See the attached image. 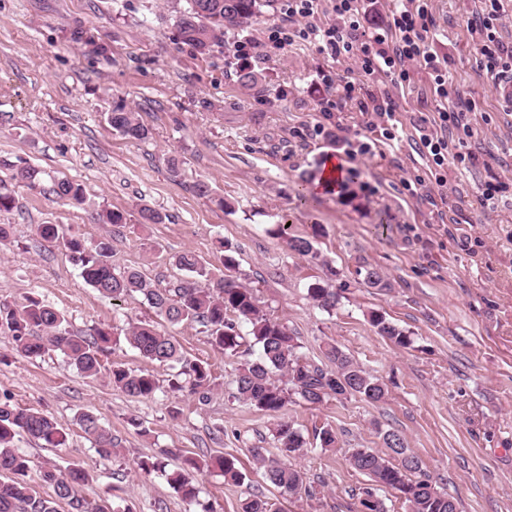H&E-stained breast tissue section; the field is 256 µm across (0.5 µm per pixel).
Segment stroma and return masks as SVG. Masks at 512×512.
I'll list each match as a JSON object with an SVG mask.
<instances>
[{"instance_id": "obj_1", "label": "stroma", "mask_w": 512, "mask_h": 512, "mask_svg": "<svg viewBox=\"0 0 512 512\" xmlns=\"http://www.w3.org/2000/svg\"><path fill=\"white\" fill-rule=\"evenodd\" d=\"M185 0H0V159H24L43 176L31 189L0 170L16 206L0 212L10 237L0 246V302L33 295L62 311L70 328H125L128 319L155 314L141 296L113 305L81 276L63 246L41 245L38 224H58L86 241L108 239L116 269L140 270L155 287L183 277L171 258L190 250L219 271V242L235 249L239 270L263 308L286 324L302 357L326 365L327 345L339 347L386 388L384 400L357 396L322 404L289 405L284 413L310 445L294 459L312 494L286 498L266 478L251 451L278 456L274 420L229 398L226 388L238 359L211 346L201 326L170 327L183 352L208 362L215 388L208 404L169 392L174 367L143 358L127 343L113 346L115 363L153 373L159 388L148 399L127 395L106 377L81 375L59 352L19 356L0 335V396L50 414L66 435L61 448L28 438L15 446L33 467L28 481L44 497L53 489L43 466L81 464L91 474L83 496L107 498L112 512H241L248 498L266 500L272 512H361L368 476L354 471L353 449L383 450L382 433L397 431L438 490L453 496L458 512H512V107L478 68L477 42L467 19L480 0H431V49L448 68V100L472 101L468 169L448 168L450 194L429 201L413 196L405 179L427 175L418 151L439 103L422 64L409 87L393 92L401 141L348 156L346 141L365 140L368 117L350 103L324 123L328 95L323 74L339 71L330 55L298 41L287 53L258 48L249 63L261 70L264 93L242 86L239 43L262 38L277 9L227 32L223 51L196 54L180 43L176 10ZM82 27L83 42L71 39ZM106 55L93 52L94 45ZM122 102L149 127L139 142L113 132L106 114ZM324 123V133L307 130ZM180 162L178 173L168 158ZM342 164L345 188L314 191L325 158ZM81 184L87 203L63 204L50 194L54 181ZM208 181L213 199L196 195ZM498 186L494 209L480 206L479 187ZM157 211L160 223L142 224L139 208ZM101 208L132 214V221L98 224ZM312 238L318 259L291 251L270 235L272 225ZM387 285L370 287L366 269ZM327 280L339 301L326 312L307 294ZM395 323L410 338L400 347L377 334L371 314ZM95 413L120 443V454L101 458L77 416ZM331 426L335 448L322 450L313 429ZM170 450V465L186 456H236L243 485L216 472L198 474L199 493L188 501L164 475L138 472L139 460Z\"/></svg>"}]
</instances>
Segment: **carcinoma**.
<instances>
[{"instance_id":"obj_1","label":"carcinoma","mask_w":512,"mask_h":512,"mask_svg":"<svg viewBox=\"0 0 512 512\" xmlns=\"http://www.w3.org/2000/svg\"><path fill=\"white\" fill-rule=\"evenodd\" d=\"M271 0H186V7L176 17L175 26L180 42L192 47L200 55L211 54L224 47V33L240 28L247 21L262 14V8ZM112 130L133 140H146L150 130L135 113L123 105H115L107 113ZM12 171L11 179L39 186L41 170L23 159L0 161ZM50 192L58 199L73 204L85 203L81 185L68 179L53 183ZM273 233L287 239L288 247L303 256L317 258L312 241L304 237L288 236V226L278 224ZM36 235L47 243H58L68 249L80 265L85 282L101 294L120 300L139 294L154 311L155 316L171 325L193 322L204 328L210 344L228 358L241 353L246 338L257 345L260 357L255 362L244 361L237 368L231 397L277 418L274 437L280 455L270 458L263 449H253L256 462L264 468L268 480L286 496L299 494L304 483L302 473L290 462L307 445L303 435L279 414L290 403L308 405L322 403L334 396L338 399L359 396L375 403L385 398L386 389L379 380L347 356L340 348L330 345L326 358L332 368H323L305 362L298 353L296 338L284 323L274 320L260 306L253 289L240 279L238 263L228 253L222 257L223 275L211 281V270L192 251L173 257V264L185 273L171 288L159 289L138 271L120 272L112 267V244L107 239L88 245L80 237L66 233L58 224H39ZM308 296L314 304L330 312L338 303L337 294L327 285L309 284ZM376 332L392 342L405 346L409 337L384 316H370ZM0 334L11 338L15 350L28 358L42 357L59 351L86 377L107 372L113 387L139 398L154 396L159 384L146 370L122 365L104 368L102 357L114 342V329L98 326L87 334L69 329L63 312L29 296L21 304L0 303ZM129 345L142 357L160 364H175L179 370L169 380L173 392L187 393L201 404L210 398L214 377L208 363L188 358L174 337L157 328V322L139 320L130 322L124 333ZM286 377L281 382L277 376ZM83 431L95 442L97 454L110 459L117 455V444L91 411L80 414ZM28 436L41 440L50 447L64 444L65 434L52 416L31 408H21L9 401H0V512H58L57 502L64 500L70 512H109L106 500H89L80 494L90 480V473L81 465L71 464L61 471L54 465L40 471L44 483L53 487L55 498H44L33 490L26 477L32 460L14 448L15 438ZM383 443L391 450L383 455L370 448H357L348 457L352 469L364 474L376 486L363 491V512H384L368 505L366 497L376 496V487L391 489L405 497L412 512H457L454 498L438 491L428 476L421 474L420 461L408 448L404 438L388 431ZM168 452L137 462L138 468L149 474L161 472L172 489L182 498H196L194 473L217 469L224 481L241 485L246 474L234 456L208 459L186 456L181 466L166 471Z\"/></svg>"}]
</instances>
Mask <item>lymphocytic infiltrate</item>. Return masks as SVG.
Segmentation results:
<instances>
[{
	"label": "lymphocytic infiltrate",
	"instance_id": "1",
	"mask_svg": "<svg viewBox=\"0 0 512 512\" xmlns=\"http://www.w3.org/2000/svg\"><path fill=\"white\" fill-rule=\"evenodd\" d=\"M504 2L481 0L479 10L468 20L477 37V63L496 81L512 77V43L501 35L512 15ZM366 13L364 0H279V18L267 40L280 50L298 40L313 44L336 61L354 62L364 75L383 77L395 89L409 85L411 64L423 61L442 103L436 108L432 130L420 137L419 151L430 165V176L414 177L406 181L405 188L414 196L447 195L449 162L466 167L475 159L469 149L473 131L467 109L443 102L448 95V70L429 50V0H392L385 25L371 32L362 25ZM322 81L338 92L336 100L327 101L325 112H332L343 103H358L361 112L369 113L367 126L379 141L398 140V124L390 100L364 103L362 86L340 75L326 74Z\"/></svg>",
	"mask_w": 512,
	"mask_h": 512
}]
</instances>
